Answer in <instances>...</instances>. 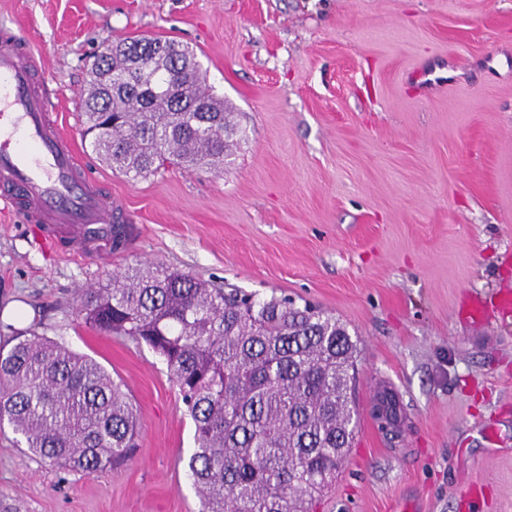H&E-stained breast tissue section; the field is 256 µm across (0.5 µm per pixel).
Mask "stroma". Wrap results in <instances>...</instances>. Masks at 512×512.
<instances>
[{
    "mask_svg": "<svg viewBox=\"0 0 512 512\" xmlns=\"http://www.w3.org/2000/svg\"><path fill=\"white\" fill-rule=\"evenodd\" d=\"M42 52L54 113L139 228L108 262L45 243L0 204V310L89 355L139 414L120 468L64 472L0 424V512H199L165 363L85 326L77 296L157 263L344 323L358 355L352 447L315 512H512V0H0ZM193 50L238 129L220 170L136 179L83 136L79 91L107 41ZM391 386V442L368 413Z\"/></svg>",
    "mask_w": 512,
    "mask_h": 512,
    "instance_id": "stroma-1",
    "label": "stroma"
}]
</instances>
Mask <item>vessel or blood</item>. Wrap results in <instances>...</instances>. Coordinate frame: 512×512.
<instances>
[{"label":"vessel or blood","mask_w":512,"mask_h":512,"mask_svg":"<svg viewBox=\"0 0 512 512\" xmlns=\"http://www.w3.org/2000/svg\"><path fill=\"white\" fill-rule=\"evenodd\" d=\"M34 49L10 31L0 32V200L30 224L46 225L45 238L64 235L73 253L111 254L95 229L126 222L97 181L83 169L74 140L53 119L35 88Z\"/></svg>","instance_id":"vessel-or-blood-1"}]
</instances>
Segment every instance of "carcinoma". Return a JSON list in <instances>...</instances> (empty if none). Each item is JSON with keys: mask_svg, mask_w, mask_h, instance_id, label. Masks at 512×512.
Returning <instances> with one entry per match:
<instances>
[{"mask_svg": "<svg viewBox=\"0 0 512 512\" xmlns=\"http://www.w3.org/2000/svg\"><path fill=\"white\" fill-rule=\"evenodd\" d=\"M154 43L118 45L148 65ZM91 71L115 83L124 60L100 55ZM155 71L173 93L147 98L132 83L114 94L90 81L81 109L93 150L134 178L156 164L223 166L235 129L193 51L182 47ZM77 309L89 328L144 343L166 364L194 428L186 476L199 512H312L355 435L348 425L357 342L342 322L287 295L212 287L160 264L83 291ZM8 342L0 347V422L63 471L125 463L139 429L122 384L57 341L18 332Z\"/></svg>", "mask_w": 512, "mask_h": 512, "instance_id": "obj_1", "label": "carcinoma"}]
</instances>
